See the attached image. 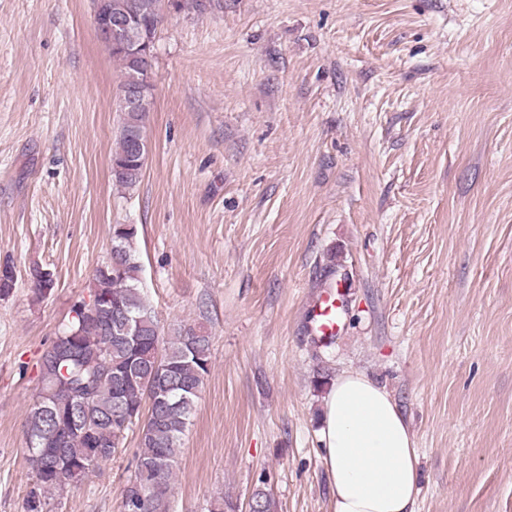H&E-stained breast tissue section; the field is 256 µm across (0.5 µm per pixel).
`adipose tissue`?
<instances>
[{
  "mask_svg": "<svg viewBox=\"0 0 512 512\" xmlns=\"http://www.w3.org/2000/svg\"><path fill=\"white\" fill-rule=\"evenodd\" d=\"M320 434L331 512H415L417 448L384 388L359 372L337 377L323 401Z\"/></svg>",
  "mask_w": 512,
  "mask_h": 512,
  "instance_id": "obj_1",
  "label": "adipose tissue"
}]
</instances>
